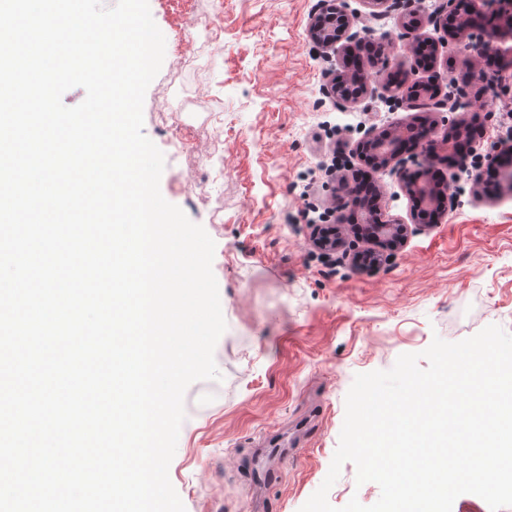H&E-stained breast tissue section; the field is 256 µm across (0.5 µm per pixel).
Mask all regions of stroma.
<instances>
[{
  "mask_svg": "<svg viewBox=\"0 0 512 512\" xmlns=\"http://www.w3.org/2000/svg\"><path fill=\"white\" fill-rule=\"evenodd\" d=\"M320 0H149L165 58L144 101V134L161 150L162 196L215 243L213 272L227 328L214 357L221 381L185 393L169 478L186 512H255L257 449L286 439L281 476L265 512H299L325 479L357 374L391 369L433 338L458 342L494 324L512 333V189L502 181L474 198L475 167L511 142L512 67L501 74L466 165L437 163L456 200L439 224L422 225L404 189L413 164L374 172L383 212L408 224L389 262L360 268L349 252L312 246V218L331 213L337 181L358 168L372 127L411 121L381 82L337 106L322 89L337 55L307 33ZM222 159L209 158L213 135ZM377 483L357 484L344 463L328 501L365 505Z\"/></svg>",
  "mask_w": 512,
  "mask_h": 512,
  "instance_id": "1",
  "label": "stroma"
}]
</instances>
